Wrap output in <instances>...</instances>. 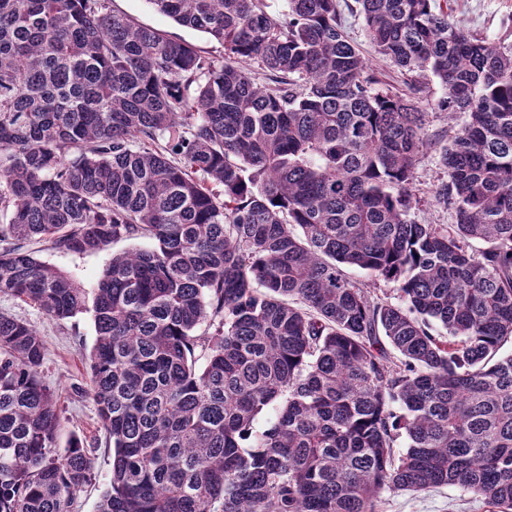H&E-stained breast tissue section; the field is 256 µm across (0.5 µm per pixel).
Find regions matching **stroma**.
I'll return each mask as SVG.
<instances>
[{
	"mask_svg": "<svg viewBox=\"0 0 512 512\" xmlns=\"http://www.w3.org/2000/svg\"><path fill=\"white\" fill-rule=\"evenodd\" d=\"M115 11L133 17L142 26L160 30L170 37L193 44L214 60L222 59L224 49L206 34L178 25L158 13L149 0H112ZM448 11L464 28L472 32L499 37L512 32V0H448ZM374 73L394 91L412 94L415 102L430 114L428 129L440 140L453 135L447 117L435 110L444 89L436 81H428L419 89H412L408 75L393 63L379 56L369 58ZM443 178L438 149L425 151L414 171L413 190L419 200L412 217L421 224H449L451 212L437 203L435 189ZM140 239H129L110 244L93 252L74 253L57 249L47 243H30V250L40 261L70 275L84 288H92L112 256L143 247ZM0 312L31 325L41 335L46 349L44 375L56 388L61 415L56 436L58 448H66L71 437H79L92 444V480L78 494L73 512H95L101 493L107 488L111 475L112 452L100 445L102 438L96 405L88 392L89 353L94 343L95 330L91 313L85 312L65 320L47 318L33 305L0 296ZM379 512H492L481 498L454 486H441L421 493L400 491L381 497Z\"/></svg>",
	"mask_w": 512,
	"mask_h": 512,
	"instance_id": "1",
	"label": "stroma"
}]
</instances>
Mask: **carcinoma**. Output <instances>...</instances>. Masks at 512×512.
Returning a JSON list of instances; mask_svg holds the SVG:
<instances>
[{
  "mask_svg": "<svg viewBox=\"0 0 512 512\" xmlns=\"http://www.w3.org/2000/svg\"><path fill=\"white\" fill-rule=\"evenodd\" d=\"M148 2L224 58L111 0H0V295L92 313L97 512H377L444 485L512 512V42L441 0L346 5L466 115L435 190L454 222L419 224L428 113L367 75L340 0ZM131 238L89 291L19 245ZM44 361L0 314V512H71L91 481ZM112 9L133 17L142 26L160 30L170 37L193 44L213 60L224 57V48L206 34L178 25L158 13L147 0H112Z\"/></svg>",
  "mask_w": 512,
  "mask_h": 512,
  "instance_id": "obj_1",
  "label": "carcinoma"
}]
</instances>
